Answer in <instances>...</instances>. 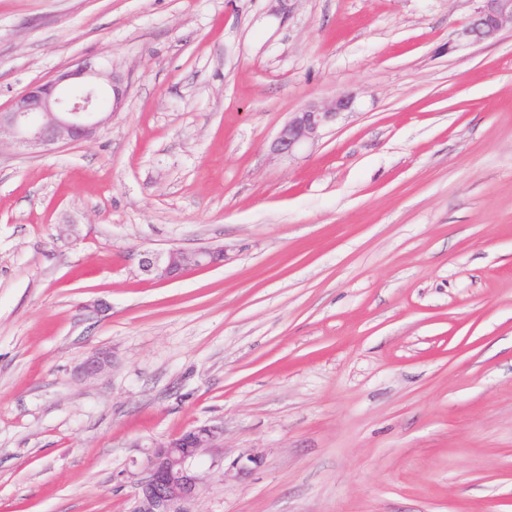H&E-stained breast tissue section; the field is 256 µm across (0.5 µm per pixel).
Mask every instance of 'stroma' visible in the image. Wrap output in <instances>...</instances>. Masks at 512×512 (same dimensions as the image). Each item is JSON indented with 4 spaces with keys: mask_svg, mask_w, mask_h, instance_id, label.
I'll use <instances>...</instances> for the list:
<instances>
[{
    "mask_svg": "<svg viewBox=\"0 0 512 512\" xmlns=\"http://www.w3.org/2000/svg\"><path fill=\"white\" fill-rule=\"evenodd\" d=\"M476 7L0 0L1 108L80 57L128 81L90 139L0 141V512H131L200 425L197 512H512V31L460 39ZM353 97L340 94L331 102L310 104L293 112L270 145L276 155L291 156L307 145L314 144L321 132L338 116L351 109ZM224 245L199 247L193 250L171 248L165 252L144 251L139 254L142 273L159 281L177 280L190 271L220 266L227 257Z\"/></svg>",
    "mask_w": 512,
    "mask_h": 512,
    "instance_id": "stroma-1",
    "label": "stroma"
}]
</instances>
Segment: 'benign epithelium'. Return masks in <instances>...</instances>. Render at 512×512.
Segmentation results:
<instances>
[{"label": "benign epithelium", "mask_w": 512, "mask_h": 512, "mask_svg": "<svg viewBox=\"0 0 512 512\" xmlns=\"http://www.w3.org/2000/svg\"><path fill=\"white\" fill-rule=\"evenodd\" d=\"M472 21L460 37L472 43L493 39L512 28V0H478ZM128 90L122 73L83 59L70 64L54 78L34 83L15 97L10 108L0 111V136L30 148H49L59 142H78L93 137L112 120ZM353 97L340 94L331 102L310 104L289 116L270 145L276 155L291 156L315 143L321 132L351 109ZM227 257L223 245L193 250L171 248L165 252L140 253L142 273L159 281L177 280L190 271L220 266ZM108 355L96 352L81 365L86 377L100 374ZM223 434L222 428L202 425L153 445L144 474L134 478L132 512H195L202 478L194 461ZM259 463L253 453L237 457L224 471L225 478H238Z\"/></svg>", "instance_id": "7a95c632"}]
</instances>
